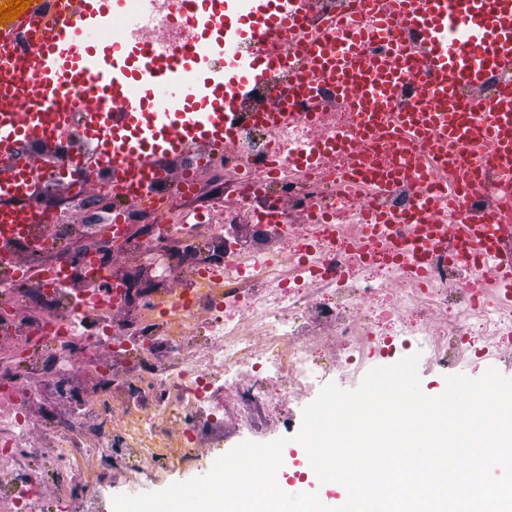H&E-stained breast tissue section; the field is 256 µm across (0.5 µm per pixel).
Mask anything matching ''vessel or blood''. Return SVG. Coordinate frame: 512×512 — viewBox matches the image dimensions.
<instances>
[{
    "label": "vessel or blood",
    "mask_w": 512,
    "mask_h": 512,
    "mask_svg": "<svg viewBox=\"0 0 512 512\" xmlns=\"http://www.w3.org/2000/svg\"><path fill=\"white\" fill-rule=\"evenodd\" d=\"M153 5L37 0L44 21L39 35L21 24L0 32V52L11 62L0 68L1 242L37 229L28 199L44 172L31 161V146L54 147L59 177L68 183L104 177L138 195L160 179L159 161L196 143H227L241 117V94L263 81V67L286 43L332 77L337 96L355 107V130L336 145L353 157V178L367 171L359 142L391 128L403 131L408 146L431 138L426 162L435 174L464 157L472 172L492 168L504 187L496 210H469L458 224L428 223V212L452 208L455 199L426 185L419 207L394 222L421 254L448 244L458 263L484 256L493 262L495 285L512 287V243L486 233L487 225L512 214V85L473 103L463 95L512 74V0H392L385 9L379 0H360L354 13L337 16L332 36L307 34L300 0H190L193 45L177 52L144 39ZM361 12L371 16V28L358 26ZM115 26L126 30V41L104 42ZM262 31L269 36L265 51H247ZM46 81L57 92L51 106L34 95ZM311 82L297 77L261 121L277 127L297 117L292 102ZM76 112L82 124L73 134ZM76 138L95 146L87 163L72 146ZM287 491L318 494L330 507L345 501L309 477Z\"/></svg>",
    "instance_id": "1"
}]
</instances>
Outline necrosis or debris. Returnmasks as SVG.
<instances>
[{"instance_id":"necrosis-or-debris-1","label":"necrosis or debris","mask_w":512,"mask_h":512,"mask_svg":"<svg viewBox=\"0 0 512 512\" xmlns=\"http://www.w3.org/2000/svg\"><path fill=\"white\" fill-rule=\"evenodd\" d=\"M302 70L295 55L271 65L223 155L193 147L165 160L189 182L151 187L154 205H128L114 233L108 214L81 223L93 202L76 192L51 207L45 231L0 247V512H87L114 470L133 485L167 482L198 466L191 448L225 412L256 429L360 368L367 349L392 353L376 346L377 327L402 348L425 343L426 366L449 371L465 336L496 355L512 335V305L485 291L487 261L434 254L417 273L355 253L371 232L364 212L416 206L418 183L382 195L344 181L349 158L323 146L348 136L354 116L328 76L315 77L313 118L277 131L248 120ZM336 336L354 354L323 360Z\"/></svg>"}]
</instances>
